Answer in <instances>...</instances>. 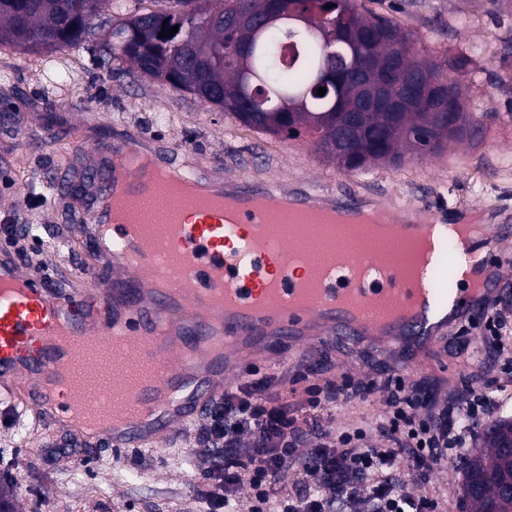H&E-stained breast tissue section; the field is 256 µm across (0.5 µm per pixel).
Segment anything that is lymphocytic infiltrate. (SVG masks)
<instances>
[{
	"label": "lymphocytic infiltrate",
	"instance_id": "1",
	"mask_svg": "<svg viewBox=\"0 0 512 512\" xmlns=\"http://www.w3.org/2000/svg\"><path fill=\"white\" fill-rule=\"evenodd\" d=\"M512 316L498 301H485L468 322L491 351L504 352L502 331ZM248 379L225 389L205 412L198 433L206 484L199 497L207 512H232L242 485L251 490L250 512H440L426 489L434 469L447 464L462 441L489 417L493 400L473 392L465 404L445 400L435 382L418 384L394 369L379 378L350 376L315 381L316 369L303 388L298 419L288 402L273 395V381L259 368ZM381 394L382 411L375 423L331 431L323 413L339 400ZM299 470L304 481L289 483ZM287 495H280L282 484Z\"/></svg>",
	"mask_w": 512,
	"mask_h": 512
}]
</instances>
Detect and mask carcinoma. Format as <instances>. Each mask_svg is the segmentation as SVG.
I'll list each match as a JSON object with an SVG mask.
<instances>
[{"label": "carcinoma", "instance_id": "carcinoma-1", "mask_svg": "<svg viewBox=\"0 0 512 512\" xmlns=\"http://www.w3.org/2000/svg\"><path fill=\"white\" fill-rule=\"evenodd\" d=\"M277 0H174L164 10L127 7L128 0H0V44L52 52L88 41L102 11L123 15L110 24L109 40L96 58L100 68L127 61L129 75L166 71L169 86L214 106L253 131L313 139L318 151L345 170L363 172L406 156L442 151L452 141L477 140L484 123L464 110L458 79L469 60L443 65L420 54L417 38L397 23L359 10L357 0H282L284 10L317 16L319 31L288 22L258 32L251 20ZM178 26L172 37L162 29ZM289 43L293 62L279 49ZM367 59L363 77L317 94L327 71ZM453 94L458 106L453 131L448 113L435 109ZM512 417L482 429L462 476V512H512Z\"/></svg>", "mask_w": 512, "mask_h": 512}]
</instances>
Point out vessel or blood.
Wrapping results in <instances>:
<instances>
[{
	"label": "vessel or blood",
	"mask_w": 512,
	"mask_h": 512,
	"mask_svg": "<svg viewBox=\"0 0 512 512\" xmlns=\"http://www.w3.org/2000/svg\"><path fill=\"white\" fill-rule=\"evenodd\" d=\"M129 141L100 147L106 170H113L132 150ZM149 181L137 170L123 178L106 177L92 187V205L80 226L97 264L100 286L93 296L48 291L11 259L0 260V381L27 378L24 398L38 422L53 427L48 403L78 427L86 428L111 413L124 417L112 433L80 436L86 446L116 449L140 446L174 433L199 419L209 404L239 373L244 359L261 358L274 344L306 353L321 345L361 347L368 330L351 311L423 302L421 319L387 320L382 335L392 337L405 369L433 357L443 332L434 322L444 315L463 322L477 311L475 300L456 301L436 277L417 288L402 271L377 282L342 280L317 284L306 279L271 239L267 214L255 209L254 193L239 187L233 212L223 204L187 201L168 225L157 228L140 199ZM262 198L287 202L299 211L327 204L328 194H288L268 186ZM433 217L392 216L391 231L400 238L423 233ZM512 229L487 225L481 238L462 240L436 235L433 257L453 249L477 254L468 264V282L485 299L497 293L495 262L499 241ZM111 238L117 252L103 250ZM191 278L194 291L173 300L148 291V277ZM310 292L318 319L286 310L285 304ZM152 352L161 368L154 383H138L130 374L139 363L129 344Z\"/></svg>",
	"instance_id": "vessel-or-blood-1"
}]
</instances>
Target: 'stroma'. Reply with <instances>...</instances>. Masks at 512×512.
I'll use <instances>...</instances> for the list:
<instances>
[{
    "label": "stroma",
    "instance_id": "stroma-1",
    "mask_svg": "<svg viewBox=\"0 0 512 512\" xmlns=\"http://www.w3.org/2000/svg\"><path fill=\"white\" fill-rule=\"evenodd\" d=\"M358 2L415 32L417 50L439 63L469 57L460 79L466 110L487 126L481 139L348 172L308 137L257 133L190 94L130 78L120 63L94 68L96 42L56 53L0 44V225L36 227L37 241L23 242L17 257L26 273L44 269L58 287L92 292L79 232L86 201L76 186L97 147L121 138L229 182L356 195L399 214L425 207L447 225L473 209L488 223L512 225V0ZM56 183L65 192L52 193ZM456 351L444 346L435 366L410 380H438L452 396L482 387L477 367L461 364ZM196 436L192 425L137 451L90 449L36 425L20 390L0 389V473H9L21 512H202L194 487L205 451Z\"/></svg>",
    "mask_w": 512,
    "mask_h": 512
}]
</instances>
